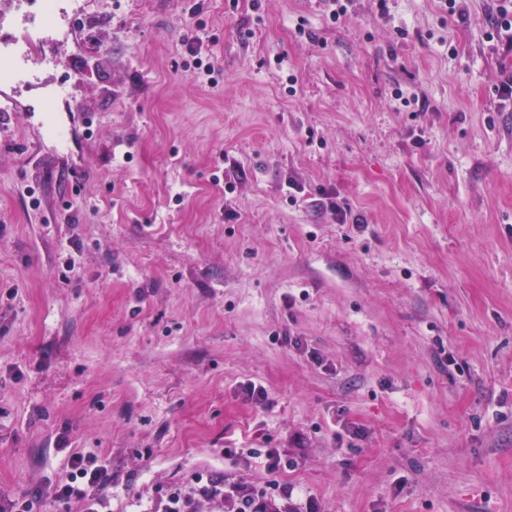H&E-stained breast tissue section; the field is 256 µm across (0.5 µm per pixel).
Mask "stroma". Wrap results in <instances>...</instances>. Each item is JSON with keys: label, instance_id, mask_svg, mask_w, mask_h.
Listing matches in <instances>:
<instances>
[{"label": "stroma", "instance_id": "35a3bbf8", "mask_svg": "<svg viewBox=\"0 0 512 512\" xmlns=\"http://www.w3.org/2000/svg\"><path fill=\"white\" fill-rule=\"evenodd\" d=\"M65 2V94L0 138V506L79 512L73 452L147 512L276 448L319 512H512L498 0ZM112 477L106 465L98 455L74 452L70 455L68 467L55 485L54 495L57 499L80 504L82 512H99L103 502L92 498L88 492L95 486L110 484Z\"/></svg>", "mask_w": 512, "mask_h": 512}]
</instances>
